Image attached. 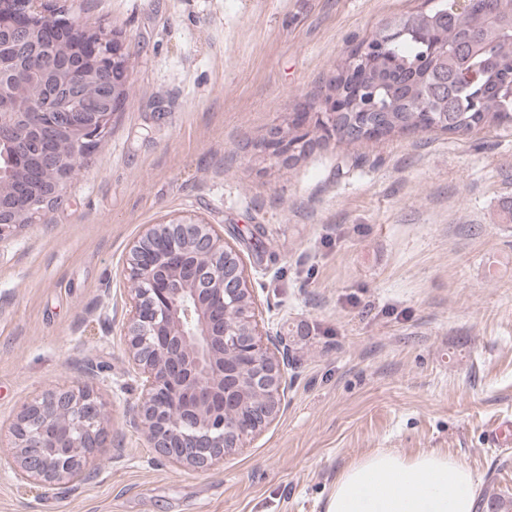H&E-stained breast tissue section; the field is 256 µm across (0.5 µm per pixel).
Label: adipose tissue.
I'll return each instance as SVG.
<instances>
[{
    "label": "adipose tissue",
    "instance_id": "obj_1",
    "mask_svg": "<svg viewBox=\"0 0 512 512\" xmlns=\"http://www.w3.org/2000/svg\"><path fill=\"white\" fill-rule=\"evenodd\" d=\"M478 476L455 457L379 449L336 479L326 512H475Z\"/></svg>",
    "mask_w": 512,
    "mask_h": 512
}]
</instances>
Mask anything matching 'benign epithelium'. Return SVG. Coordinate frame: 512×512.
Listing matches in <instances>:
<instances>
[{"label": "benign epithelium", "instance_id": "1", "mask_svg": "<svg viewBox=\"0 0 512 512\" xmlns=\"http://www.w3.org/2000/svg\"><path fill=\"white\" fill-rule=\"evenodd\" d=\"M43 17L34 0L27 9L0 8V32L10 36L17 57L31 52V36ZM66 54L68 83L86 87L88 71L111 61L112 80L98 79L99 106L45 112L51 96L32 112L16 111L0 96V147L9 150L18 174L0 169V238L33 218L37 207L62 196L67 137L72 162L81 165L104 140L114 114L125 103L130 54L123 42L72 26ZM50 92L59 68L58 43L45 39L37 53ZM334 93L294 114L298 134L318 122L320 137H336ZM299 142L280 126L261 148L290 159ZM126 272L133 305L125 344L142 398L129 422L166 463L209 470L246 445L280 411L287 392L286 343L264 331L256 296L237 251L215 227L192 214L153 225L132 245ZM104 405L87 387L53 390L23 407L11 425L6 464L22 482L66 489L86 475V465L109 438Z\"/></svg>", "mask_w": 512, "mask_h": 512}]
</instances>
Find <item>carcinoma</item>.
Wrapping results in <instances>:
<instances>
[{
	"label": "carcinoma",
	"mask_w": 512,
	"mask_h": 512,
	"mask_svg": "<svg viewBox=\"0 0 512 512\" xmlns=\"http://www.w3.org/2000/svg\"><path fill=\"white\" fill-rule=\"evenodd\" d=\"M428 8L402 14L386 25L383 48L365 58L352 51L336 65L334 90L349 86L345 74L358 76L356 89L344 94L336 116L338 140L359 142L346 130L372 124L392 137L440 131L464 137L475 130L512 128V0H494L485 12L478 0L461 9L457 0H424ZM27 71L21 80L0 86V93L23 103L41 93ZM489 512H512V493L487 489Z\"/></svg>",
	"instance_id": "1"
}]
</instances>
